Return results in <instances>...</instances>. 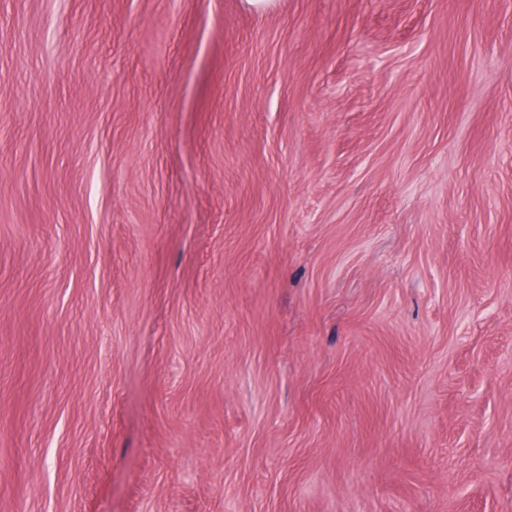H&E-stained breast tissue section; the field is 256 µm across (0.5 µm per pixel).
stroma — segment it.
I'll use <instances>...</instances> for the list:
<instances>
[{
    "label": "stroma",
    "mask_w": 512,
    "mask_h": 512,
    "mask_svg": "<svg viewBox=\"0 0 512 512\" xmlns=\"http://www.w3.org/2000/svg\"><path fill=\"white\" fill-rule=\"evenodd\" d=\"M0 512H512V0H0Z\"/></svg>",
    "instance_id": "1"
}]
</instances>
